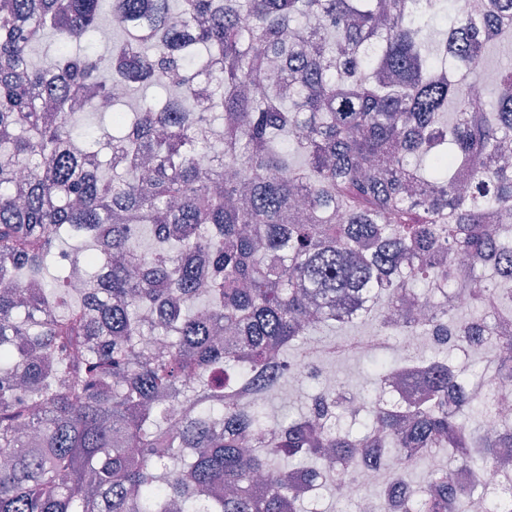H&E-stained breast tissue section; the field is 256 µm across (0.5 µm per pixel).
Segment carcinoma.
I'll return each instance as SVG.
<instances>
[{"mask_svg": "<svg viewBox=\"0 0 512 512\" xmlns=\"http://www.w3.org/2000/svg\"><path fill=\"white\" fill-rule=\"evenodd\" d=\"M511 38L512 0H3L0 512H307L297 471L337 493L359 465L395 512H512L508 474L389 469L405 445L479 470L512 442L469 426L512 380V67L494 109L468 91ZM432 295L455 343L370 361L412 396L346 412L338 381L269 423L299 345L357 320L431 336L411 301ZM475 337L478 375L453 364ZM507 468L512 474V447L498 448L497 459L481 471H471L457 467L452 470L451 481L461 489H468L473 485L492 490L497 488L502 480L503 470Z\"/></svg>", "mask_w": 512, "mask_h": 512, "instance_id": "cac0c4a2", "label": "carcinoma"}]
</instances>
